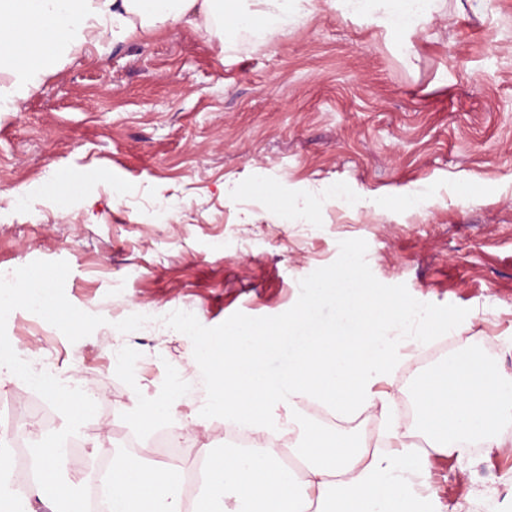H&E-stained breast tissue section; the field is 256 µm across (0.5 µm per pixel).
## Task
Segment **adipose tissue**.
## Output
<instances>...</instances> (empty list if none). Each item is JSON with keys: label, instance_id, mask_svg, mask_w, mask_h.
<instances>
[{"label": "adipose tissue", "instance_id": "obj_1", "mask_svg": "<svg viewBox=\"0 0 512 512\" xmlns=\"http://www.w3.org/2000/svg\"><path fill=\"white\" fill-rule=\"evenodd\" d=\"M439 2L334 0L333 6L399 34L406 47ZM307 17L303 0H0V71L10 75L0 84V112L19 111L55 62L90 41L123 43L160 27L207 29L221 18L271 40ZM304 291L287 330L244 327L227 340L214 383L225 415L266 423L274 419L271 399L290 404L301 396L348 414L393 404V394L380 397L373 388L387 379L399 352L388 323L410 319L412 310L378 296L353 264ZM325 299L336 304L329 324L317 313ZM418 397L421 445L395 431L392 450L369 454L345 437L303 428L296 443L306 461L301 474L270 448L222 455L203 449L195 512H438L436 500L417 485L428 473L429 451L461 454L472 441L499 447L494 428L512 416V374L461 362L424 380ZM110 487L109 512H184V480L176 469L118 457Z\"/></svg>", "mask_w": 512, "mask_h": 512}]
</instances>
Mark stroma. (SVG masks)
<instances>
[{
  "mask_svg": "<svg viewBox=\"0 0 512 512\" xmlns=\"http://www.w3.org/2000/svg\"><path fill=\"white\" fill-rule=\"evenodd\" d=\"M313 4L272 40L220 22L87 45L0 112V269L67 261V299L107 320L73 343L26 310L7 319L15 351L36 345L54 376L96 393L81 453L63 461L75 484L127 455L193 479L202 449L230 446L212 352L242 326L286 324L304 282L352 262L427 321L398 332L390 414L323 435L365 448L393 422L415 432L420 382L459 361L512 373V0H444L407 51ZM408 187L432 205L403 208ZM305 190L318 193L306 224L268 200ZM132 314L147 323L117 331ZM45 405L20 379L0 386L26 444L65 425L55 411L38 426ZM162 429L185 430L181 446L156 447ZM431 462L442 512H512V486L497 502L476 485L479 470L512 472V445Z\"/></svg>",
  "mask_w": 512,
  "mask_h": 512,
  "instance_id": "obj_1",
  "label": "stroma"
}]
</instances>
